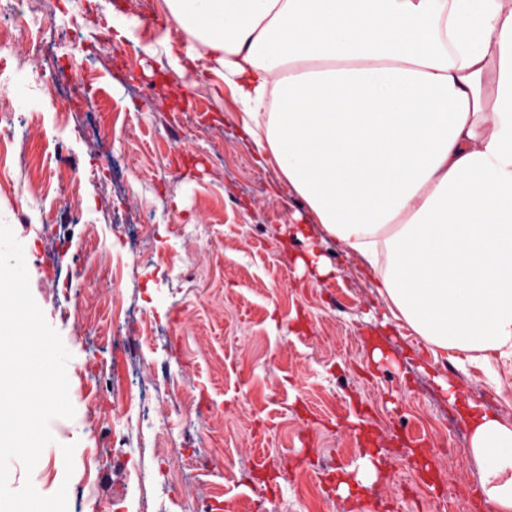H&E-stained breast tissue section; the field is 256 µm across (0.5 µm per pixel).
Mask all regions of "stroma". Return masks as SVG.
I'll return each mask as SVG.
<instances>
[{"instance_id":"stroma-1","label":"stroma","mask_w":512,"mask_h":512,"mask_svg":"<svg viewBox=\"0 0 512 512\" xmlns=\"http://www.w3.org/2000/svg\"><path fill=\"white\" fill-rule=\"evenodd\" d=\"M46 19L50 48L107 42L89 66L94 108L58 104L24 112L12 148L14 186L0 191V220L23 247L31 294L72 355L66 369L73 418L50 423L53 443L41 465L9 464V481H32L43 495L68 488V512H87L86 497L109 512H401L397 492L428 512L431 495L470 498V512H490L470 453L459 404L474 400L512 419V368L495 361L503 381L434 358L416 338L381 324L383 307L361 261L311 219L292 225L302 199L270 167L257 164L232 120L238 106L223 81L198 70L194 95L170 68L194 48L183 32H159L130 16L126 0H28ZM166 86L148 102L136 88ZM77 167L79 205L52 209L41 221L43 184L30 162ZM31 210L23 224L18 205ZM325 256L326 276L295 272L308 249ZM120 275L108 286L105 275ZM128 316L112 342V290ZM383 358L373 361L371 351ZM180 384L150 392L132 420L114 417L113 381L138 382L142 363ZM451 391H444L438 377ZM191 405L159 420L157 407ZM210 418L200 429L197 413ZM363 418L381 434V468L372 490L336 492L360 452L347 430ZM124 433L136 465L112 446ZM452 461L438 463L439 437ZM215 449L212 465L183 470L169 488L157 456L171 439ZM74 445L66 473L60 447Z\"/></svg>"}]
</instances>
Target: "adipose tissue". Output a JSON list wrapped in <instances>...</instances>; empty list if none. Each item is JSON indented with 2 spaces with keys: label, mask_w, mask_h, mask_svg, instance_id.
Returning a JSON list of instances; mask_svg holds the SVG:
<instances>
[{
  "label": "adipose tissue",
  "mask_w": 512,
  "mask_h": 512,
  "mask_svg": "<svg viewBox=\"0 0 512 512\" xmlns=\"http://www.w3.org/2000/svg\"><path fill=\"white\" fill-rule=\"evenodd\" d=\"M239 106L246 147L357 255L383 322L512 360V0H163ZM462 419L493 512L512 421Z\"/></svg>",
  "instance_id": "1"
}]
</instances>
